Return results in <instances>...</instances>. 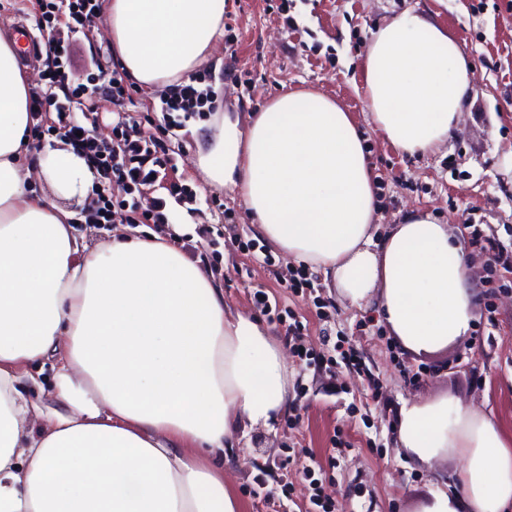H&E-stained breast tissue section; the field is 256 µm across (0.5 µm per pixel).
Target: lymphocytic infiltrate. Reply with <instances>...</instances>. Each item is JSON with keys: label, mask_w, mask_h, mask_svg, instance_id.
I'll return each instance as SVG.
<instances>
[{"label": "lymphocytic infiltrate", "mask_w": 512, "mask_h": 512, "mask_svg": "<svg viewBox=\"0 0 512 512\" xmlns=\"http://www.w3.org/2000/svg\"><path fill=\"white\" fill-rule=\"evenodd\" d=\"M39 3L47 25L48 86L31 93L30 115L38 121L46 113H56L60 136L82 151L101 178L115 179L127 194H134L151 184L157 167L163 164L156 154L157 140L147 135L133 117L120 113L113 126L114 139L106 144L97 141L70 113L72 103L89 94L102 96L116 106L129 96L127 75L122 71L108 74L100 70L89 73L83 83L72 82L71 40L99 14V0H39ZM218 108L219 94L204 73L169 85L159 105L165 114L179 112L187 119L204 111L217 112Z\"/></svg>", "instance_id": "f902f5d3"}]
</instances>
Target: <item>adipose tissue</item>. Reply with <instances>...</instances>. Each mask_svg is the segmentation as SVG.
I'll use <instances>...</instances> for the list:
<instances>
[{
  "instance_id": "adipose-tissue-1",
  "label": "adipose tissue",
  "mask_w": 512,
  "mask_h": 512,
  "mask_svg": "<svg viewBox=\"0 0 512 512\" xmlns=\"http://www.w3.org/2000/svg\"><path fill=\"white\" fill-rule=\"evenodd\" d=\"M224 7L107 0L115 60L149 89L189 78L224 33ZM20 48L0 36V512H243L219 460L286 413L284 349L170 238L74 234L57 200L86 199L92 170L66 140L21 163L32 119ZM361 70L375 129L411 157L447 141L472 88L447 29L413 10L378 27ZM198 168L273 246L375 307L408 353L469 335L475 292L454 229L414 210L377 234L374 176L336 100L303 90L225 113ZM41 176L56 200L31 191ZM51 358L55 405L44 408L20 386ZM398 445L426 466L463 461L422 512H512V430L493 414L420 399L399 412Z\"/></svg>"
}]
</instances>
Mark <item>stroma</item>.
<instances>
[{
	"instance_id": "stroma-1",
	"label": "stroma",
	"mask_w": 512,
	"mask_h": 512,
	"mask_svg": "<svg viewBox=\"0 0 512 512\" xmlns=\"http://www.w3.org/2000/svg\"><path fill=\"white\" fill-rule=\"evenodd\" d=\"M413 7L448 29L472 73V96L447 145L421 157L397 152L374 129L361 93V61L377 27ZM0 32L27 34L19 64L43 86L46 38L35 0H0ZM206 71L221 91L220 108L257 112L277 96L315 89L357 119L377 181L378 222L397 224L406 212L430 211L457 228L471 257L474 322L467 336L439 353L415 356L397 345L373 308L341 298L322 272L310 271L313 295L285 287L300 266L272 250L271 262L248 249L263 243L243 201L204 185L191 165L193 132H207L214 116L194 117L160 136L172 160L166 176L139 197L147 205L157 190L179 182L196 191L193 212L171 205L167 220L192 224L195 237L181 249L198 259L224 288L229 306L253 316L281 344L286 326L256 307L263 290L305 330L312 356H289L288 411L273 428L239 438L224 458V474L245 512H311L302 457L322 469V496L334 512H419L438 478L461 467L458 458L426 468L400 449L397 413L403 402L448 394L494 412L512 429V269H488L487 253L470 242L472 229L512 250V0H226L224 37ZM112 70V44L104 21L92 19L74 47V67L84 75L95 63ZM76 235L107 239L134 215L117 212L112 223L88 224L91 201L66 199Z\"/></svg>"
}]
</instances>
